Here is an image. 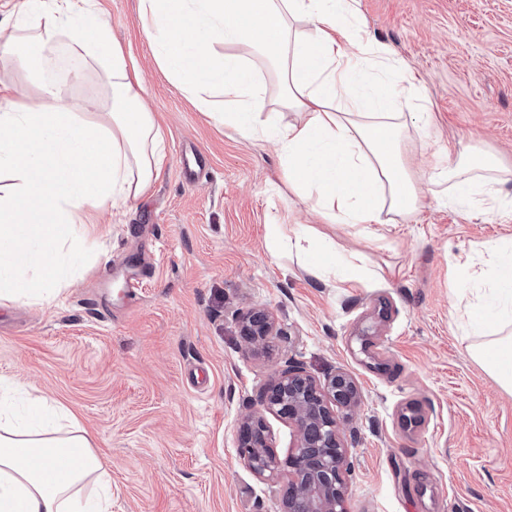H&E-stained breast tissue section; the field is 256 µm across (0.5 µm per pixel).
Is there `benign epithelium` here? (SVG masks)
I'll list each match as a JSON object with an SVG mask.
<instances>
[{
  "label": "benign epithelium",
  "mask_w": 512,
  "mask_h": 512,
  "mask_svg": "<svg viewBox=\"0 0 512 512\" xmlns=\"http://www.w3.org/2000/svg\"><path fill=\"white\" fill-rule=\"evenodd\" d=\"M274 329V318L264 309H252L241 318V331L252 346L264 344ZM359 398L358 386L347 372L340 371L321 383L290 366L266 388L262 409L242 421L240 454L256 476L282 483L284 512H295L293 492L297 489L306 493L307 512H348V449L341 443L331 406L353 408ZM266 413L286 419L296 428L297 446L286 456L280 455L269 439Z\"/></svg>",
  "instance_id": "1"
}]
</instances>
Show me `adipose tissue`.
<instances>
[{
    "label": "adipose tissue",
    "instance_id": "adipose-tissue-1",
    "mask_svg": "<svg viewBox=\"0 0 512 512\" xmlns=\"http://www.w3.org/2000/svg\"><path fill=\"white\" fill-rule=\"evenodd\" d=\"M160 69L195 105L249 140L272 142L289 189L315 194L328 224L371 230L415 213L427 185H448L449 205L496 203L498 180L442 159L415 171L411 135L427 137L418 80L365 39L356 0H140ZM0 58L43 72L61 44L100 64L108 97L65 98L38 82L41 103L0 81V304L49 305L83 268L93 214L119 213L144 197L166 159L161 129L143 106V79L128 62L96 0H13L0 19ZM295 115L283 121L281 110ZM303 264L361 272L363 257L331 241L308 246ZM486 324L476 360L512 392V242L491 241ZM16 381H0V512H110V474L63 405L28 398L14 409Z\"/></svg>",
    "mask_w": 512,
    "mask_h": 512
}]
</instances>
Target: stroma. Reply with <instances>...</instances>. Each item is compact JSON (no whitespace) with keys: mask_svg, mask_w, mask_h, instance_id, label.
<instances>
[{"mask_svg":"<svg viewBox=\"0 0 512 512\" xmlns=\"http://www.w3.org/2000/svg\"><path fill=\"white\" fill-rule=\"evenodd\" d=\"M141 69L167 158L146 196L89 231L86 271L49 307L0 305V377L64 404L107 462L112 512H282L279 484L238 454L241 420L294 364L355 380L336 417L351 467L349 512H512V393L468 353L460 323L488 269L484 246L512 240L503 207L420 212L368 237L322 223L289 192L280 158L201 112L158 67L138 0H99ZM365 37L419 81L431 121L417 167L449 153L512 170V0H359ZM206 159L194 180L184 151ZM275 224H306L363 254V284L305 270ZM139 292L130 295L128 276ZM271 312L275 350H252L241 315Z\"/></svg>","mask_w":512,"mask_h":512,"instance_id":"stroma-1","label":"stroma"}]
</instances>
